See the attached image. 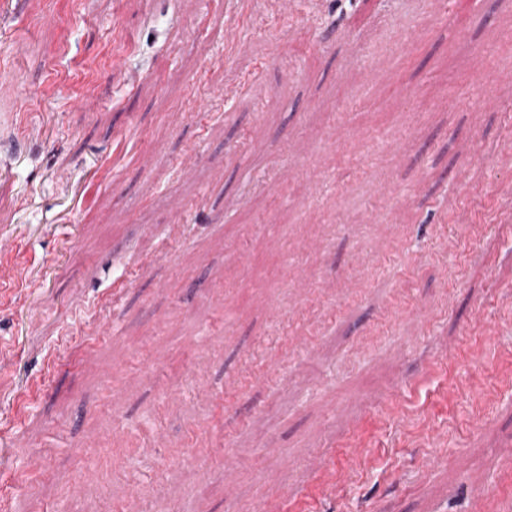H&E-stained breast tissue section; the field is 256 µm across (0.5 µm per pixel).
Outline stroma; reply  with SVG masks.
I'll use <instances>...</instances> for the list:
<instances>
[{"mask_svg":"<svg viewBox=\"0 0 512 512\" xmlns=\"http://www.w3.org/2000/svg\"><path fill=\"white\" fill-rule=\"evenodd\" d=\"M131 495L512 512V0H0V512Z\"/></svg>","mask_w":512,"mask_h":512,"instance_id":"stroma-1","label":"stroma"}]
</instances>
